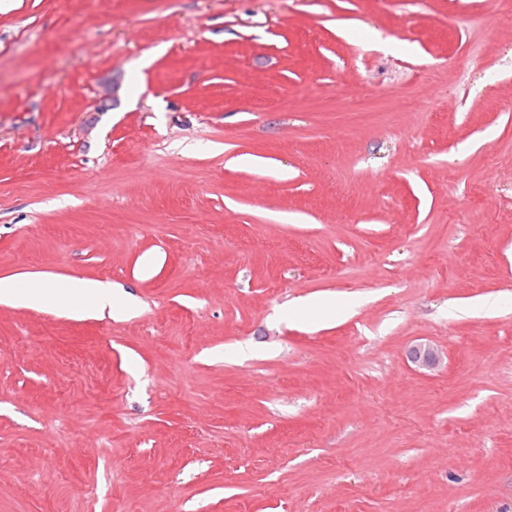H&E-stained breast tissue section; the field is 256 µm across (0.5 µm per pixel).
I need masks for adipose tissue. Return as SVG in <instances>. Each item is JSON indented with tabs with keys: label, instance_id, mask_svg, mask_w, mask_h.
<instances>
[{
	"label": "adipose tissue",
	"instance_id": "obj_1",
	"mask_svg": "<svg viewBox=\"0 0 512 512\" xmlns=\"http://www.w3.org/2000/svg\"><path fill=\"white\" fill-rule=\"evenodd\" d=\"M0 303L23 307H51L69 316L110 313L119 317L134 303L102 282L52 279L39 273L0 276Z\"/></svg>",
	"mask_w": 512,
	"mask_h": 512
}]
</instances>
